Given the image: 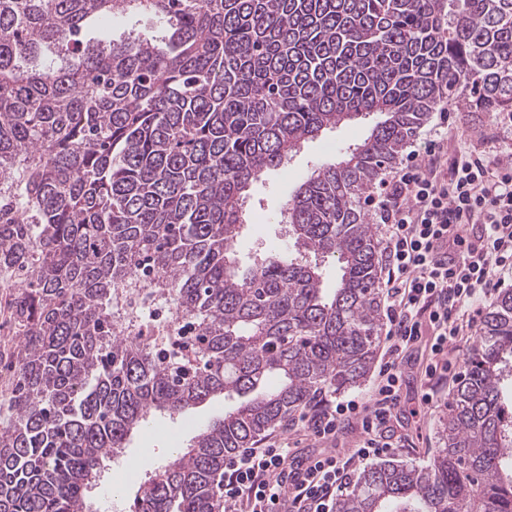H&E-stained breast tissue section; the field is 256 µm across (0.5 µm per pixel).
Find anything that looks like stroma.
Returning a JSON list of instances; mask_svg holds the SVG:
<instances>
[{"label":"stroma","instance_id":"35a3bbf8","mask_svg":"<svg viewBox=\"0 0 512 512\" xmlns=\"http://www.w3.org/2000/svg\"><path fill=\"white\" fill-rule=\"evenodd\" d=\"M136 29L142 35H159L160 24L147 11L130 16L113 18L105 24L90 21L84 31L85 38L98 37L103 31H111L120 37L128 29ZM447 119L448 141L458 144L472 141L483 145L488 156L512 149V135L498 138L500 129L498 114L477 112L464 100L447 104L445 112H432L429 125ZM369 120L358 118L305 144L288 163L287 169L268 170L248 192L245 223L238 238L235 255L240 269H247L254 261L270 251L287 252L291 246L288 232L280 222V213L291 199L298 183L317 166L332 163L339 149L360 142L369 128ZM114 326L126 336H145L158 348L169 349L177 332L175 322L176 300L164 288L151 290L145 287L122 288L113 292L109 302ZM430 357L428 343H421L410 351L409 359L402 367L401 405L387 436L396 451L394 460L423 466L429 463L439 448V430L448 408L451 379L428 382L424 370ZM435 391L434 402L422 403L424 389ZM230 400L217 397L185 414L169 417L162 415L146 427L131 435L123 455L105 460L101 477L92 491L97 503L115 498L114 489H121L118 497L122 506H129L140 484L147 481L172 456L174 449L186 447L210 420L223 416Z\"/></svg>","mask_w":512,"mask_h":512}]
</instances>
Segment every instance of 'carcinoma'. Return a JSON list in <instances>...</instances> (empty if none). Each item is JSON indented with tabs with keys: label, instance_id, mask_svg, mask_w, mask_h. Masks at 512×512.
Here are the masks:
<instances>
[{
	"label": "carcinoma",
	"instance_id": "1",
	"mask_svg": "<svg viewBox=\"0 0 512 512\" xmlns=\"http://www.w3.org/2000/svg\"><path fill=\"white\" fill-rule=\"evenodd\" d=\"M146 10L160 40L90 41ZM464 76L463 88L458 77ZM512 112V0H0V272L20 336L0 512H94L103 459L149 417L238 398L140 486L131 512H216L224 458L370 373L379 246L360 201L437 106ZM369 134L294 191L296 254L236 264L245 193L359 115ZM336 257L324 287L309 255ZM197 325L188 365L112 335L151 274ZM512 289L488 306L426 466L360 472L335 512H512ZM278 385L269 387L270 378Z\"/></svg>",
	"mask_w": 512,
	"mask_h": 512
}]
</instances>
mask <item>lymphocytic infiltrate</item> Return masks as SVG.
Listing matches in <instances>:
<instances>
[{
  "label": "lymphocytic infiltrate",
  "instance_id": "lymphocytic-infiltrate-1",
  "mask_svg": "<svg viewBox=\"0 0 512 512\" xmlns=\"http://www.w3.org/2000/svg\"><path fill=\"white\" fill-rule=\"evenodd\" d=\"M365 204L385 244L387 359L366 398L322 400L300 415L318 442L335 441L354 423L355 449L348 457L318 452L300 474L289 439L240 449L217 484L224 512H334L354 462L393 450L383 434L399 405L408 350L431 332L425 376L446 375L449 343L512 273V152L491 161L467 146L452 151L440 129H430ZM470 224L481 234H467Z\"/></svg>",
  "mask_w": 512,
  "mask_h": 512
}]
</instances>
